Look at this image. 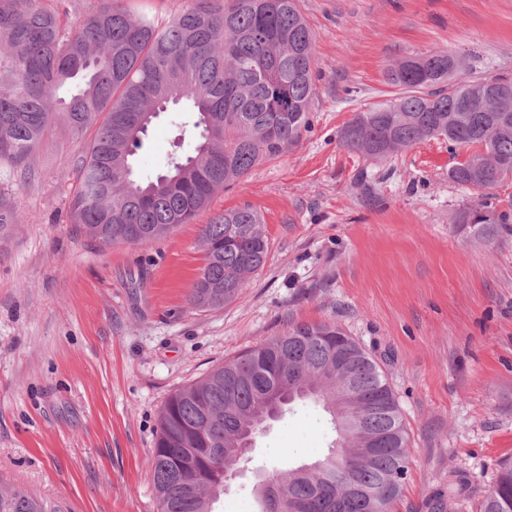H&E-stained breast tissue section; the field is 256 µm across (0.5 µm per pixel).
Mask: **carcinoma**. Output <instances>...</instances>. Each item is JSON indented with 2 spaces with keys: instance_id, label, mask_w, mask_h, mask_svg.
<instances>
[{
  "instance_id": "carcinoma-1",
  "label": "carcinoma",
  "mask_w": 512,
  "mask_h": 512,
  "mask_svg": "<svg viewBox=\"0 0 512 512\" xmlns=\"http://www.w3.org/2000/svg\"><path fill=\"white\" fill-rule=\"evenodd\" d=\"M314 46L298 0H191L167 16L100 0L73 25L42 0H0V173L29 171L60 112L74 134L93 131L77 164L74 223L105 244L151 243L191 223L224 184L299 142L315 93ZM464 65L446 51L391 64L386 83L399 93L355 113L341 130L343 146L382 160L441 139L478 147L468 158L480 163H457L450 181L490 190L512 179V77L449 82ZM171 106L193 115L194 133L187 140L182 130L166 169L144 178L133 157L145 117ZM458 222L476 229L478 241L512 239V215L486 201ZM203 241L189 302L221 307L264 267L270 243L250 208L213 216ZM338 336L351 393L318 379ZM264 388L330 414L338 402L350 405L358 421L335 453L267 474L280 493L258 512H391L408 475L407 428L385 373L334 322L296 324L168 398L149 459L160 512H213L224 470L241 466L235 447L248 417L272 407ZM373 439L382 450L367 455ZM0 512L61 509L25 486L0 484ZM479 512H512L511 457Z\"/></svg>"
}]
</instances>
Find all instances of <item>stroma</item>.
Listing matches in <instances>:
<instances>
[{
    "label": "stroma",
    "instance_id": "1",
    "mask_svg": "<svg viewBox=\"0 0 512 512\" xmlns=\"http://www.w3.org/2000/svg\"><path fill=\"white\" fill-rule=\"evenodd\" d=\"M315 34L310 126L287 153L218 189L193 223L146 245H106L71 214L85 143L57 119L0 179L17 215L0 224V475L64 512H160L149 457L178 389L301 322L340 324L386 373L409 434L393 512H476L512 457V240L469 239L456 214L489 198L512 213V181H449L468 155L431 140L384 160L340 130L394 96L387 67L445 50L457 79L512 75V0H299ZM187 113L165 112L137 154L162 171ZM260 214L265 266L238 297L195 308L202 229ZM337 434L312 402L286 406L247 453L269 472L327 453ZM466 477L448 487L449 474Z\"/></svg>",
    "mask_w": 512,
    "mask_h": 512
}]
</instances>
